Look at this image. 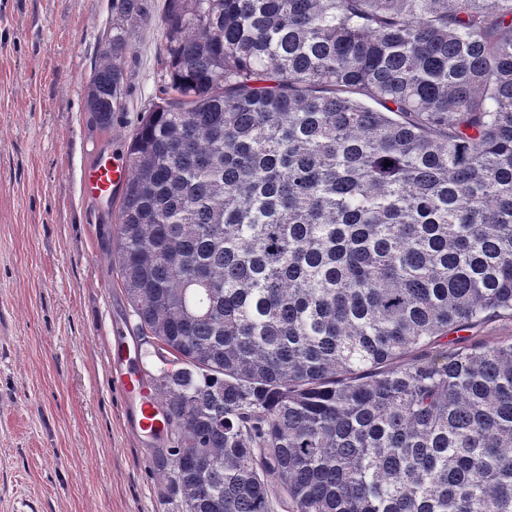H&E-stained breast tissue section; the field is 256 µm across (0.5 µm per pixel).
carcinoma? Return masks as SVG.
I'll return each mask as SVG.
<instances>
[{"label":"carcinoma","mask_w":512,"mask_h":512,"mask_svg":"<svg viewBox=\"0 0 512 512\" xmlns=\"http://www.w3.org/2000/svg\"><path fill=\"white\" fill-rule=\"evenodd\" d=\"M148 17L112 0L101 127ZM164 38L113 263L182 363L172 512H512V342L462 336L512 318V0H166Z\"/></svg>","instance_id":"cac0c4a2"}]
</instances>
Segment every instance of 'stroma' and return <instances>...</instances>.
I'll use <instances>...</instances> for the list:
<instances>
[{
	"mask_svg": "<svg viewBox=\"0 0 512 512\" xmlns=\"http://www.w3.org/2000/svg\"><path fill=\"white\" fill-rule=\"evenodd\" d=\"M124 60L123 111L97 126L88 82L112 0H0V512H171L159 440L127 424L112 351L134 321L112 267L116 224L85 169L125 162L156 102L165 0H146Z\"/></svg>",
	"mask_w": 512,
	"mask_h": 512,
	"instance_id": "35a3bbf8",
	"label": "stroma"
}]
</instances>
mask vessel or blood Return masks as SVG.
<instances>
[{
    "label": "vessel or blood",
    "mask_w": 512,
    "mask_h": 512,
    "mask_svg": "<svg viewBox=\"0 0 512 512\" xmlns=\"http://www.w3.org/2000/svg\"><path fill=\"white\" fill-rule=\"evenodd\" d=\"M85 177L86 186L93 195L109 196L124 183L127 168L124 164L104 160L92 165L86 171ZM129 355L130 345L126 342L114 351V361L120 366L114 381L121 388L127 403L134 408V425L137 433L144 436H158L165 430L158 400L147 389L142 374L128 366Z\"/></svg>",
    "instance_id": "obj_1"
}]
</instances>
